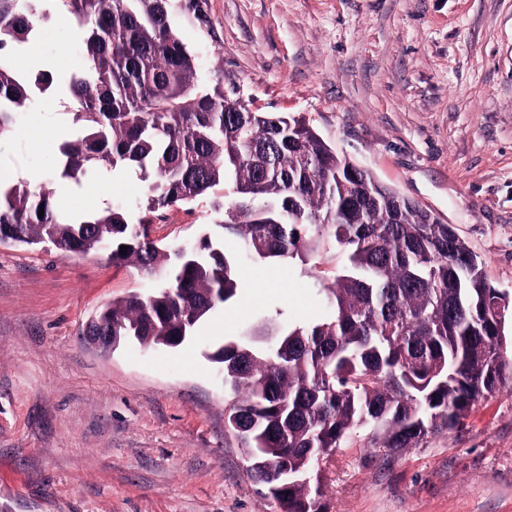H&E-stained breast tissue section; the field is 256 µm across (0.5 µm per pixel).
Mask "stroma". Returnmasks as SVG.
Listing matches in <instances>:
<instances>
[{"label":"stroma","instance_id":"35a3bbf8","mask_svg":"<svg viewBox=\"0 0 512 512\" xmlns=\"http://www.w3.org/2000/svg\"><path fill=\"white\" fill-rule=\"evenodd\" d=\"M173 26L198 82L237 87L260 112L309 120L338 154L453 225L489 283L512 296V0H201ZM58 79L0 138V178L45 185L72 213L120 207L137 219L147 184L100 170L61 177L81 137L62 106L82 70L69 15L52 14L26 55ZM208 203L170 211L167 243L222 238ZM329 252L289 265L243 262L239 296L177 349L87 347L102 305L155 287L105 255L0 243V512H281L247 473L227 426L212 354L268 318L325 314ZM370 431L310 474L324 512H512V384L464 426L388 455Z\"/></svg>","mask_w":512,"mask_h":512}]
</instances>
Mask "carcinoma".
Here are the masks:
<instances>
[{"instance_id":"1","label":"carcinoma","mask_w":512,"mask_h":512,"mask_svg":"<svg viewBox=\"0 0 512 512\" xmlns=\"http://www.w3.org/2000/svg\"><path fill=\"white\" fill-rule=\"evenodd\" d=\"M176 2L0 0V136L54 83L50 72L27 74L12 50L51 12L71 14L85 69L68 82L69 113L86 134L61 145V175L130 170L148 191L132 223L118 208L65 216L45 187L0 181V241L105 251L114 265L136 266L157 288L108 302L85 335L117 347L176 336V348L237 296L238 258L207 235L174 248L153 226L230 183L235 200L213 209L240 255L287 264L347 254L321 288L326 318L274 331L266 322L211 356L224 370L228 425L253 452L252 478L305 475L362 427L394 452L464 426L478 400L512 379L500 352L506 318L489 303L482 263L453 225L397 203L367 173L352 178V163L305 118L243 112L222 81L197 84L195 58L170 23ZM277 499L282 512H321L304 483L282 486Z\"/></svg>"}]
</instances>
